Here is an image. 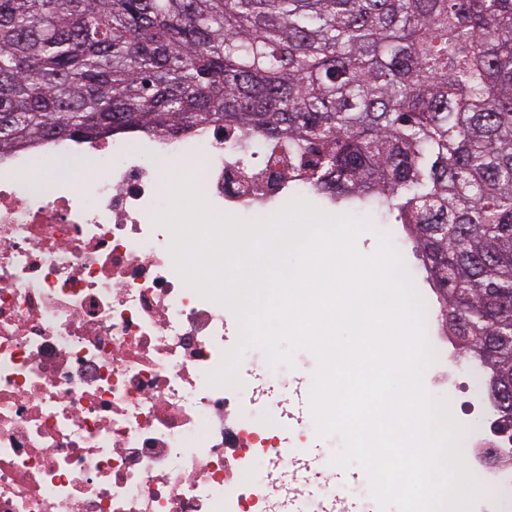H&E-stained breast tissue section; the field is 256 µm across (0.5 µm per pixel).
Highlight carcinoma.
<instances>
[{
    "label": "carcinoma",
    "mask_w": 512,
    "mask_h": 512,
    "mask_svg": "<svg viewBox=\"0 0 512 512\" xmlns=\"http://www.w3.org/2000/svg\"><path fill=\"white\" fill-rule=\"evenodd\" d=\"M217 123L412 226L512 425V0H0V156Z\"/></svg>",
    "instance_id": "obj_1"
}]
</instances>
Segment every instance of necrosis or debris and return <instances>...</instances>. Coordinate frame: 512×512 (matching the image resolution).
Returning a JSON list of instances; mask_svg holds the SVG:
<instances>
[{
    "instance_id": "obj_1",
    "label": "necrosis or debris",
    "mask_w": 512,
    "mask_h": 512,
    "mask_svg": "<svg viewBox=\"0 0 512 512\" xmlns=\"http://www.w3.org/2000/svg\"><path fill=\"white\" fill-rule=\"evenodd\" d=\"M207 145L200 194L221 216L287 203L288 186L238 194L224 127L48 138L0 157V512H281L268 480L235 471L283 459L277 422L250 394L210 384L239 323L175 268L171 162ZM43 154L49 183L18 174ZM77 155L94 159L84 177ZM468 462L512 497V461L492 428Z\"/></svg>"
}]
</instances>
